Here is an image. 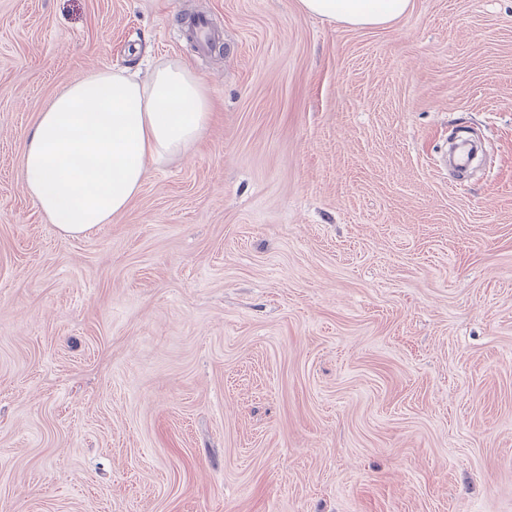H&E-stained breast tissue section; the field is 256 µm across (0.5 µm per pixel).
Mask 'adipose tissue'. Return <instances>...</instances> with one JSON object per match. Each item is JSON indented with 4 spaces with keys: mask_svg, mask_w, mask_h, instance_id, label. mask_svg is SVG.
Returning <instances> with one entry per match:
<instances>
[{
    "mask_svg": "<svg viewBox=\"0 0 512 512\" xmlns=\"http://www.w3.org/2000/svg\"><path fill=\"white\" fill-rule=\"evenodd\" d=\"M315 16L379 27L411 0H299ZM205 81L171 62L138 80L95 71L59 91L22 149V176L38 208L66 236L111 223L140 191L146 168L186 153L211 118Z\"/></svg>",
    "mask_w": 512,
    "mask_h": 512,
    "instance_id": "ef3b65f1",
    "label": "adipose tissue"
}]
</instances>
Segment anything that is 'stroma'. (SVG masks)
<instances>
[{
	"mask_svg": "<svg viewBox=\"0 0 512 512\" xmlns=\"http://www.w3.org/2000/svg\"><path fill=\"white\" fill-rule=\"evenodd\" d=\"M171 61L204 136L62 235L39 113ZM0 512H512V0H0ZM411 0H299L302 8L328 21L356 27L392 23L409 10Z\"/></svg>",
	"mask_w": 512,
	"mask_h": 512,
	"instance_id": "1",
	"label": "stroma"
}]
</instances>
